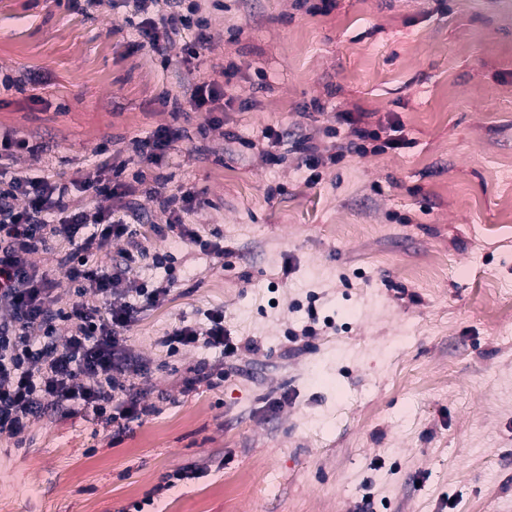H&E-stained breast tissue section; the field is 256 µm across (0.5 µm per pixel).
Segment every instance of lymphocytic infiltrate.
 Returning a JSON list of instances; mask_svg holds the SVG:
<instances>
[{
    "mask_svg": "<svg viewBox=\"0 0 512 512\" xmlns=\"http://www.w3.org/2000/svg\"><path fill=\"white\" fill-rule=\"evenodd\" d=\"M124 2L143 14L166 4V13L159 21H147L140 36L160 52L172 36L195 30L184 44L183 60L199 58L209 28L199 0ZM124 173V163L103 149L92 173L69 179L0 168V305L10 310L9 319L0 320V433L20 436L52 404L91 416L119 435L154 412L131 393L141 369L130 361L124 335L139 310L159 303L165 291L123 284L121 266L106 271L93 264L112 241L133 236L125 218ZM79 194L103 196L113 205L107 210L87 207L76 202ZM144 195L158 201L166 215L164 224L154 227L157 235L176 228L182 240L198 243L197 232L183 221L186 213L202 206L197 193L165 196L153 186ZM63 239L71 251L61 269L74 294L65 303L53 298L54 282L47 273L27 261L29 255L52 251ZM60 322L69 328L61 346L55 340ZM164 342L174 351L204 346L229 357L238 352L220 311L208 313L206 325L174 329Z\"/></svg>",
    "mask_w": 512,
    "mask_h": 512,
    "instance_id": "f902f5d3",
    "label": "lymphocytic infiltrate"
}]
</instances>
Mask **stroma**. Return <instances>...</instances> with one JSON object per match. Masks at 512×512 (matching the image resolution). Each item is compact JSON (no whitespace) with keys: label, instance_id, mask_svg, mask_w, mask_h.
<instances>
[{"label":"stroma","instance_id":"obj_1","mask_svg":"<svg viewBox=\"0 0 512 512\" xmlns=\"http://www.w3.org/2000/svg\"><path fill=\"white\" fill-rule=\"evenodd\" d=\"M219 2L199 59L177 37L165 68L122 0H0V129L47 145L13 166L70 174L108 148L126 178L199 193L184 221L219 246L155 235L141 198L138 240L176 267L126 275L167 291L125 335L157 412L118 440L59 410L0 433V512H119L191 463L207 476L156 512H512V0ZM205 78L250 108L163 104ZM339 112L408 145L314 180L292 149L270 160L263 131L330 151ZM160 126L182 136L155 166L136 143ZM434 255L448 268L415 279ZM215 310L236 356L168 353Z\"/></svg>","mask_w":512,"mask_h":512}]
</instances>
